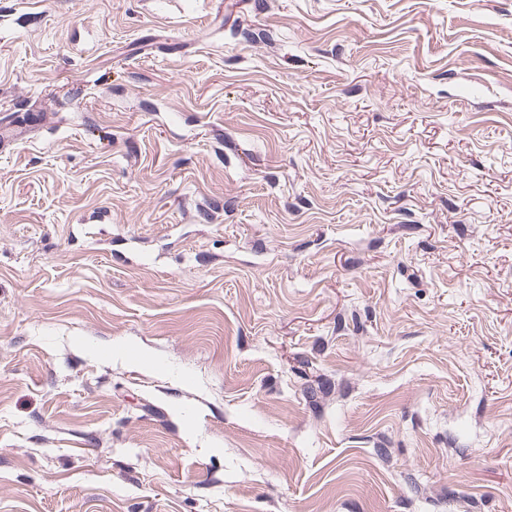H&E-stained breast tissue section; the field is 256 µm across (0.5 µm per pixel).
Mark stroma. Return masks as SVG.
<instances>
[{
	"label": "stroma",
	"mask_w": 512,
	"mask_h": 512,
	"mask_svg": "<svg viewBox=\"0 0 512 512\" xmlns=\"http://www.w3.org/2000/svg\"><path fill=\"white\" fill-rule=\"evenodd\" d=\"M0 512H512V0H0Z\"/></svg>",
	"instance_id": "stroma-1"
}]
</instances>
